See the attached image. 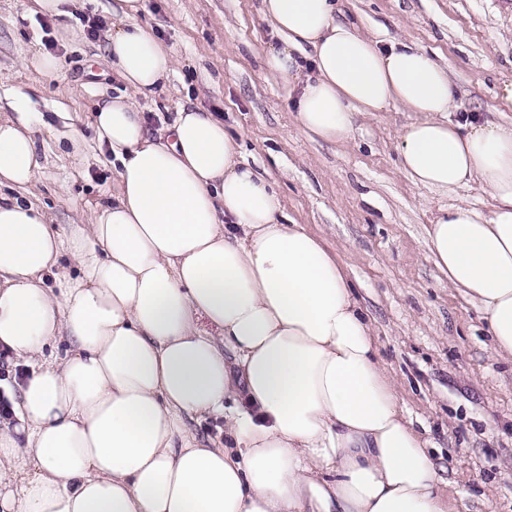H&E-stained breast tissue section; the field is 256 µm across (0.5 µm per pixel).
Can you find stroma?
I'll use <instances>...</instances> for the list:
<instances>
[{
    "label": "stroma",
    "mask_w": 512,
    "mask_h": 512,
    "mask_svg": "<svg viewBox=\"0 0 512 512\" xmlns=\"http://www.w3.org/2000/svg\"><path fill=\"white\" fill-rule=\"evenodd\" d=\"M335 2L337 20L382 48L415 44L447 62L460 115L498 108L512 81V0ZM94 18L103 28L93 34ZM137 21L176 59L155 98L136 101L151 135L186 105L223 121L245 161L268 172L285 214L343 259L400 405L434 445L450 512H512V360L493 352L478 309L429 255V224L453 199L400 169L398 135L412 113L359 118L344 143L310 139L295 121L297 87L264 69L278 40L260 0H142ZM112 22V0H74L61 17L0 0V113L25 93L41 163L32 199L58 224L88 220L116 190L94 125L98 105L125 90L105 51ZM43 54L58 61L48 77L32 64Z\"/></svg>",
    "instance_id": "obj_1"
}]
</instances>
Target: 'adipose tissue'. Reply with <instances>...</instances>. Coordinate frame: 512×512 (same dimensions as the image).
Instances as JSON below:
<instances>
[{"label": "adipose tissue", "mask_w": 512, "mask_h": 512, "mask_svg": "<svg viewBox=\"0 0 512 512\" xmlns=\"http://www.w3.org/2000/svg\"><path fill=\"white\" fill-rule=\"evenodd\" d=\"M140 9L113 0L106 37L132 92L94 118L118 164L111 201L60 229L0 196V351L25 369L0 427V512H448L336 251L286 223L211 113L181 107L151 137L134 99L175 60ZM261 10L280 40L265 67L299 83L308 136L341 142L357 116L400 106L415 115L398 139L409 180L488 196L442 210L428 248L512 357V122L454 120L447 64L380 50L331 0ZM30 124L0 114V185L24 192L40 167ZM206 417L223 438L198 439L189 423Z\"/></svg>", "instance_id": "ef3b65f1"}]
</instances>
